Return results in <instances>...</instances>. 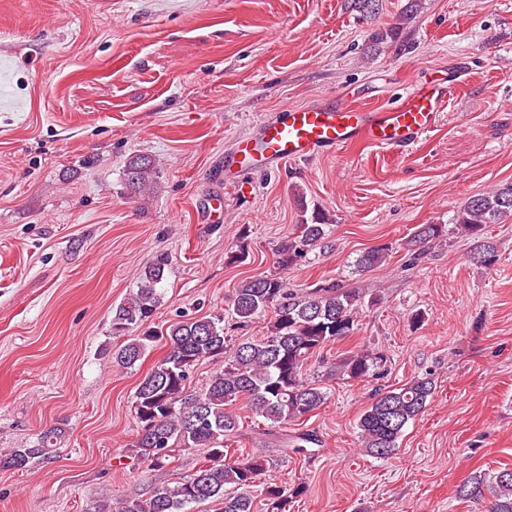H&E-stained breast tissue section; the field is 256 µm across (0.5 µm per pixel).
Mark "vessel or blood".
<instances>
[{
  "label": "vessel or blood",
  "mask_w": 512,
  "mask_h": 512,
  "mask_svg": "<svg viewBox=\"0 0 512 512\" xmlns=\"http://www.w3.org/2000/svg\"><path fill=\"white\" fill-rule=\"evenodd\" d=\"M460 80L457 73L436 79L413 88L401 103L374 110L332 102L290 109L238 138L224 158V170L230 176L244 169L268 172L358 139L388 150L408 148L434 126Z\"/></svg>",
  "instance_id": "1"
}]
</instances>
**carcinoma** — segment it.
Instances as JSON below:
<instances>
[{
    "label": "carcinoma",
    "mask_w": 512,
    "mask_h": 512,
    "mask_svg": "<svg viewBox=\"0 0 512 512\" xmlns=\"http://www.w3.org/2000/svg\"><path fill=\"white\" fill-rule=\"evenodd\" d=\"M349 8L364 18L374 19L382 0H349ZM127 187L145 191L154 182L157 167L146 155H133L125 163ZM512 213V184L471 197L456 218L457 231L474 237L477 244L471 259L489 268L497 261L495 244L483 237L488 224ZM327 215L315 209L298 225V234L277 245L279 273L243 282L235 291L233 315L245 325L273 314L260 339L231 342L224 317L189 318L168 326L162 334L147 327L160 304L158 292L167 258L160 254L139 275L137 289L112 309V335L127 341L112 353V360L124 369L135 367L160 340L167 352L139 382L134 394V411L141 423L132 444L134 456L152 467H162L177 448H206L208 463L194 474L173 484L157 487L145 498L130 497L111 506L99 504L89 512H187L193 503L217 501L220 512H254L252 489L279 507L285 489L262 481L272 459L266 456H234L224 443L235 434L241 416L231 410L245 399L249 409L273 425H286L321 408L327 400L323 387L306 377L309 360L321 349L353 335L362 296L356 291L327 284L309 291L288 287V270L297 266L326 236ZM439 224H419L410 243H423L442 236ZM389 248H374L356 260L364 271L383 264ZM211 360L222 368L205 388L191 389L189 378L199 363ZM382 358L367 350L351 351L323 365V377L330 380L364 381ZM435 390L434 381L417 377L399 388L377 394L357 423L363 450L375 457H387L398 449V441L409 422L424 413ZM62 432L50 427L32 448H11L0 453V465L22 470L56 451ZM459 496L487 512H512V469H500L486 477L475 475L464 482Z\"/></svg>",
    "instance_id": "obj_1"
}]
</instances>
